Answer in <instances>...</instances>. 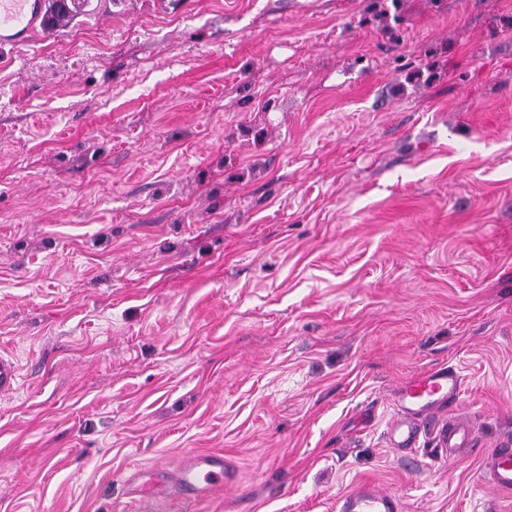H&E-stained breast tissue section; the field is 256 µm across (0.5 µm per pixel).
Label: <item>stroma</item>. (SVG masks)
Listing matches in <instances>:
<instances>
[{
	"instance_id": "1",
	"label": "stroma",
	"mask_w": 512,
	"mask_h": 512,
	"mask_svg": "<svg viewBox=\"0 0 512 512\" xmlns=\"http://www.w3.org/2000/svg\"><path fill=\"white\" fill-rule=\"evenodd\" d=\"M0 512H512V0H98L0 45ZM453 365L478 443L402 452ZM19 383L18 367L10 356L0 354V392L14 391ZM465 378L455 366L424 371L396 394L397 418L388 427L390 446L403 451L419 446L423 423L438 409L458 403ZM491 485L501 493H512V448H495L485 459ZM143 512L159 510L169 485L193 498H211L238 481L237 472L224 464V456L190 452L175 466H156L129 478ZM403 510V503L399 497L368 482L340 496L336 501V512H402Z\"/></svg>"
}]
</instances>
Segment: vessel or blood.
Here are the masks:
<instances>
[{
	"mask_svg": "<svg viewBox=\"0 0 512 512\" xmlns=\"http://www.w3.org/2000/svg\"><path fill=\"white\" fill-rule=\"evenodd\" d=\"M37 21L35 0H0V44L30 41ZM18 383L16 362L0 354V392L14 391ZM464 385L462 372L454 366L428 370L406 382L396 394L397 418L387 429L391 447L399 451L418 447L425 420L438 409L457 404ZM436 438L441 449L451 452L470 446L475 431L469 423L452 420L438 430ZM485 470L496 490L512 493V448L494 449L485 459ZM237 480L236 471L225 465L223 455L191 452L175 466H157L134 474L130 482L142 512H157L168 486H178L183 494L204 499L222 493ZM336 512H403V503L396 495L367 482L340 496Z\"/></svg>",
	"mask_w": 512,
	"mask_h": 512,
	"instance_id": "1",
	"label": "vessel or blood"
}]
</instances>
